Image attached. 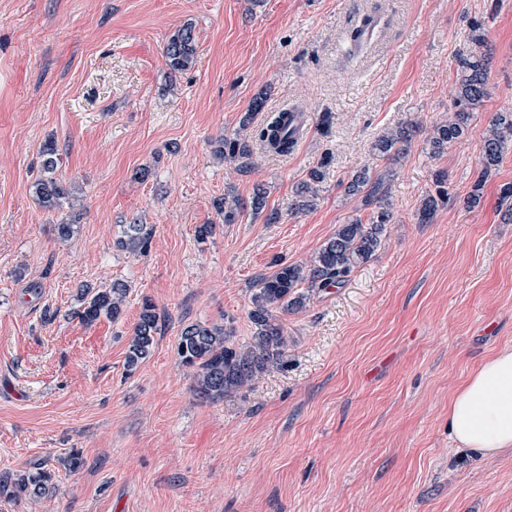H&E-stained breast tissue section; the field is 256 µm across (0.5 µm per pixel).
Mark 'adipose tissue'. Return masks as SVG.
<instances>
[{"label": "adipose tissue", "mask_w": 512, "mask_h": 512, "mask_svg": "<svg viewBox=\"0 0 512 512\" xmlns=\"http://www.w3.org/2000/svg\"><path fill=\"white\" fill-rule=\"evenodd\" d=\"M448 432L460 449L494 455L512 447V348L483 361L448 406Z\"/></svg>", "instance_id": "ef3b65f1"}]
</instances>
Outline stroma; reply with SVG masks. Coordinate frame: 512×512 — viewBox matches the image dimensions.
<instances>
[{"mask_svg": "<svg viewBox=\"0 0 512 512\" xmlns=\"http://www.w3.org/2000/svg\"><path fill=\"white\" fill-rule=\"evenodd\" d=\"M366 15L378 24L358 50L351 30ZM475 20L489 96L435 156L428 137L452 109ZM187 22L197 60L173 75L164 43ZM260 93L255 124L298 103L308 125L291 153L255 150L239 171L213 143ZM510 110L512 0H0V473L41 462L57 484L49 499L1 497L0 512H512V451L488 458L448 433L452 396L512 346V223L498 211L512 149L480 204L463 206L489 121ZM401 126L411 142L380 160L374 141ZM50 137L72 196L48 211L32 184ZM326 156L314 206L291 213ZM364 166L393 172L380 249L281 316L282 365L224 401L196 399L182 328L228 319L249 345L250 289L273 259L305 263L340 224L369 217L345 192ZM258 185L279 223L248 211L219 223L214 199ZM440 186L449 203L418 223ZM66 219L76 231L63 242ZM135 220L154 227L149 251H118ZM115 280L129 287L118 320L76 318L82 285ZM145 298L161 331L129 372ZM75 451L85 464L72 472Z\"/></svg>", "mask_w": 512, "mask_h": 512, "instance_id": "obj_1", "label": "stroma"}]
</instances>
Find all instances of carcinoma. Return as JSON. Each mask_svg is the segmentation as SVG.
Masks as SVG:
<instances>
[{
  "label": "carcinoma",
  "instance_id": "1",
  "mask_svg": "<svg viewBox=\"0 0 512 512\" xmlns=\"http://www.w3.org/2000/svg\"><path fill=\"white\" fill-rule=\"evenodd\" d=\"M471 28L468 46L457 55L458 84L454 112L447 121L434 127L430 137L435 154L443 152L449 144L465 134L488 96L487 64L481 51L485 40L483 35L477 33L480 29L478 22H473ZM164 57L173 74L194 66L196 37L193 24H183L168 37ZM264 104L265 96L262 94L253 99L250 111L241 120L239 131L214 142V156L246 167L250 164L254 143L262 147L270 142L277 153L284 155L293 150L296 139L288 135L282 117L277 115L266 125L256 130L252 128L253 113L261 111ZM410 136L411 130L407 127L389 131L378 138L374 150L380 157H389L392 150L399 149L400 144L406 143ZM509 147H512V111L498 112L490 120L483 138L479 161L481 170L466 198V206L475 207L480 203L485 177L500 165ZM41 157V175L34 182L33 193L43 209L54 210L69 202L71 190L55 176L59 158L54 141L45 142ZM329 163L330 159L325 158L308 173V180L302 182L295 200L289 204L290 212L312 206L318 196V184L324 179L323 168ZM391 177L389 170L376 176L368 168L356 171L348 181L346 190L352 195H362L363 205L375 206L370 221L364 222L357 217L341 224L309 263L288 264L277 260L274 263L276 270L272 274L258 277L250 295L249 318L255 327L251 345L245 348L235 345L233 329L225 324L196 322L182 328L177 354L181 363L194 371L193 395L196 398L222 401L281 365L287 340L279 323V315L304 308L316 291L345 284L354 268L372 257L381 245L386 224L392 218L389 203L386 202L389 189L387 180ZM447 201L449 197L443 189L425 196L418 209V223H431L440 205ZM265 207V191L260 188L247 202L227 195L214 202L215 211L224 224L237 223L247 209L259 215ZM152 239L153 225L124 224L114 246L128 254H141L148 251ZM127 293L126 284L119 280L101 288L82 289L79 319L87 325L102 318L117 320ZM160 329L161 316L156 306L149 299L143 300L128 343L126 371L133 372L150 355ZM55 490V475L43 465L25 473L0 476V496L8 500L48 497Z\"/></svg>",
  "mask_w": 512,
  "mask_h": 512
}]
</instances>
